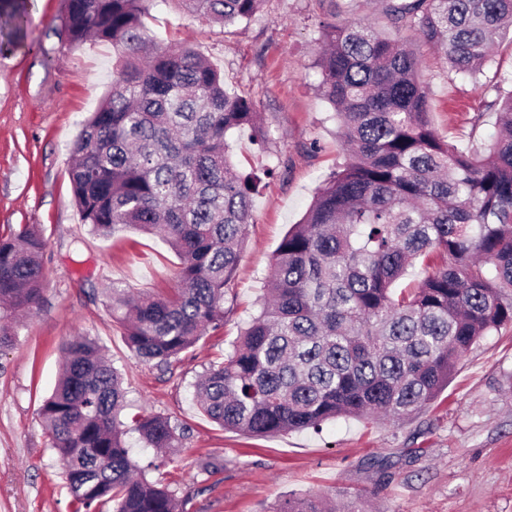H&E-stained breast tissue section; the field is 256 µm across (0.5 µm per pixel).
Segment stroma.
I'll list each match as a JSON object with an SVG mask.
<instances>
[{"label":"stroma","mask_w":512,"mask_h":512,"mask_svg":"<svg viewBox=\"0 0 512 512\" xmlns=\"http://www.w3.org/2000/svg\"><path fill=\"white\" fill-rule=\"evenodd\" d=\"M65 6L26 0L18 45L8 42L12 22L0 17V235L39 226L47 276L39 310L12 319L15 340L0 348V512H71L39 409L58 381L63 344L77 335L95 338L121 372L123 422L160 413L184 428L181 447L157 469L155 449L135 432L125 436L148 479L176 491L182 512H275L291 494L348 498L358 512H512V326L485 336L438 398L402 421L338 418L317 431L250 437L222 429L194 401L197 377L223 361L258 312L279 243L348 158L336 114L318 91L324 29L352 20L408 43L413 32L393 27L378 0H266L254 19L228 28L177 0L150 6L142 22L156 48H192L223 71L229 89L256 102L265 143L248 131L235 135L233 160L272 172L253 196L223 328L163 370L129 348L106 291L175 288L179 260L159 236L122 229L100 237L81 220L69 147L110 89L115 52L101 41L66 42ZM423 56L434 129L460 148L485 150L497 126L483 79L450 72L432 50ZM208 461L217 467L206 473Z\"/></svg>","instance_id":"1"}]
</instances>
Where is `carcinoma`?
<instances>
[{"label": "carcinoma", "instance_id": "1", "mask_svg": "<svg viewBox=\"0 0 512 512\" xmlns=\"http://www.w3.org/2000/svg\"><path fill=\"white\" fill-rule=\"evenodd\" d=\"M151 0H67L61 32L122 52L112 85L82 123L69 178L84 223L159 233L180 260L178 286L144 295L112 286L109 309L137 357L166 368L224 326V297L252 223L261 178L239 171L229 138L260 129L256 103L190 48L141 54ZM224 26L264 0H177ZM448 71L484 74L512 30V0H381ZM321 96L334 108L346 163L318 191L275 251L266 299L224 361L195 385L196 405L250 436L319 430L338 417L405 419L447 386L459 360L512 325V73L487 88L499 106L486 152L463 151L429 120L413 46L347 21L324 35ZM46 246L33 225L0 238V307L36 310ZM436 255L447 257L437 264ZM421 263L415 288L397 282ZM63 371L40 407L50 447L68 466L73 512H179L176 493L149 481L119 420L125 391L88 336L63 347ZM150 448L181 445L167 417L132 419ZM276 512H358L354 502L288 495Z\"/></svg>", "mask_w": 512, "mask_h": 512}]
</instances>
